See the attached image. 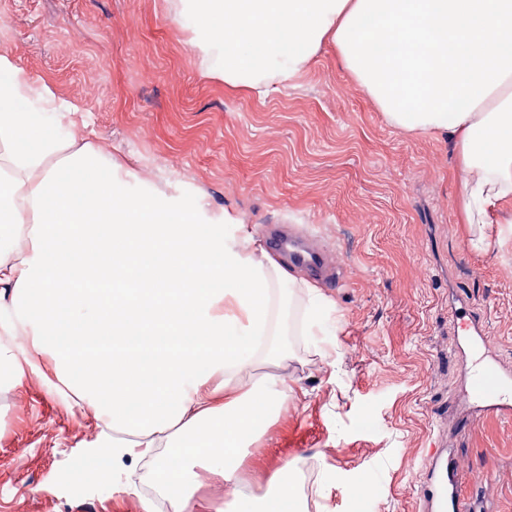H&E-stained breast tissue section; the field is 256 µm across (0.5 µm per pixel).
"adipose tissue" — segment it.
I'll return each mask as SVG.
<instances>
[{
	"label": "adipose tissue",
	"instance_id": "ef3b65f1",
	"mask_svg": "<svg viewBox=\"0 0 512 512\" xmlns=\"http://www.w3.org/2000/svg\"><path fill=\"white\" fill-rule=\"evenodd\" d=\"M203 74L233 89L285 84L331 43L395 128L447 137L469 242L512 197V0H173ZM80 105L0 53V367L52 352L71 401L122 429L123 453L165 449L172 512H198L190 468L223 480L250 512L297 504L291 474L252 496L241 451L288 387L241 390L271 317L274 267L244 224L218 226L199 197L135 192L94 143ZM223 265H215V258ZM79 383H71L74 370Z\"/></svg>",
	"mask_w": 512,
	"mask_h": 512
}]
</instances>
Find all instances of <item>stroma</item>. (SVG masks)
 <instances>
[{
  "instance_id": "stroma-1",
  "label": "stroma",
  "mask_w": 512,
  "mask_h": 512,
  "mask_svg": "<svg viewBox=\"0 0 512 512\" xmlns=\"http://www.w3.org/2000/svg\"><path fill=\"white\" fill-rule=\"evenodd\" d=\"M190 38L171 0H0V52L79 103L138 176L255 231L296 225L343 268L337 287L303 288L296 269L275 284L269 342L285 358L258 348L239 376L245 390L271 372L291 387L245 451L254 494L311 460V512H424L421 486L460 457L471 512H512V419L481 417L457 348L471 319L512 370V235L470 245L449 143L391 126L334 49L260 97L203 75ZM316 294L327 333L307 336ZM54 380L42 359L0 385V512H145L151 458L103 447L92 410ZM357 484L369 493L348 494Z\"/></svg>"
}]
</instances>
